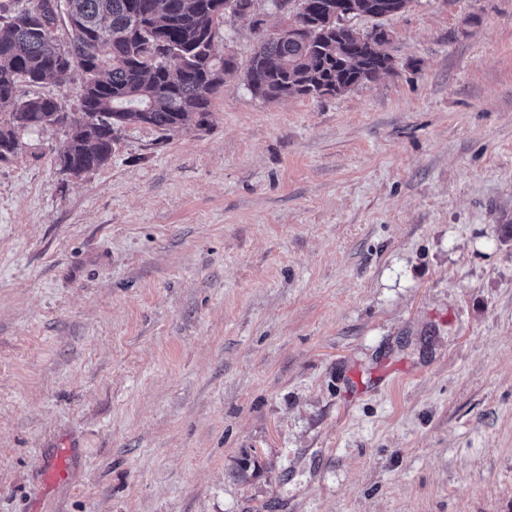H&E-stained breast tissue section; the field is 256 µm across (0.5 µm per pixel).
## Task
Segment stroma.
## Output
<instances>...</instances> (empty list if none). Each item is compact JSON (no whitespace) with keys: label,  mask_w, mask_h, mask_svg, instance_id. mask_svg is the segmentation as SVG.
Returning a JSON list of instances; mask_svg holds the SVG:
<instances>
[{"label":"stroma","mask_w":512,"mask_h":512,"mask_svg":"<svg viewBox=\"0 0 512 512\" xmlns=\"http://www.w3.org/2000/svg\"><path fill=\"white\" fill-rule=\"evenodd\" d=\"M377 24L343 94L0 160V512H512V0Z\"/></svg>","instance_id":"obj_1"}]
</instances>
